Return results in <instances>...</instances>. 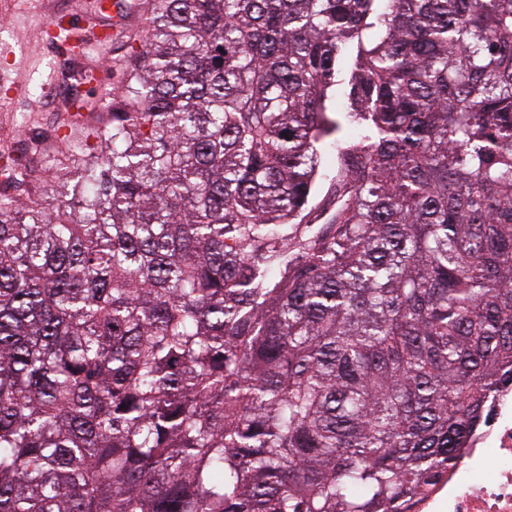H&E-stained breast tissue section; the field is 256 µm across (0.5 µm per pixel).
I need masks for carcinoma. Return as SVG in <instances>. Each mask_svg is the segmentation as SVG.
<instances>
[{
    "mask_svg": "<svg viewBox=\"0 0 512 512\" xmlns=\"http://www.w3.org/2000/svg\"><path fill=\"white\" fill-rule=\"evenodd\" d=\"M143 32L0 197V512H412L512 378V0Z\"/></svg>",
    "mask_w": 512,
    "mask_h": 512,
    "instance_id": "1",
    "label": "carcinoma"
}]
</instances>
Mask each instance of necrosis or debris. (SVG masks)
Wrapping results in <instances>:
<instances>
[{
	"label": "necrosis or debris",
	"mask_w": 512,
	"mask_h": 512,
	"mask_svg": "<svg viewBox=\"0 0 512 512\" xmlns=\"http://www.w3.org/2000/svg\"><path fill=\"white\" fill-rule=\"evenodd\" d=\"M442 512H512V384L500 387L467 451L433 488Z\"/></svg>",
	"instance_id": "1"
}]
</instances>
